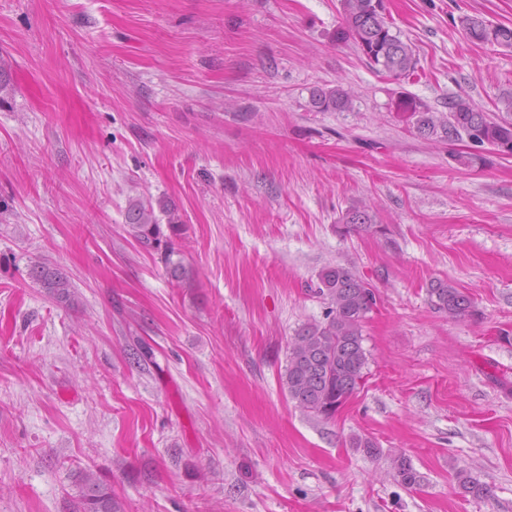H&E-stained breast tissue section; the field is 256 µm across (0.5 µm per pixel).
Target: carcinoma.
I'll return each mask as SVG.
<instances>
[{"instance_id": "cac0c4a2", "label": "carcinoma", "mask_w": 512, "mask_h": 512, "mask_svg": "<svg viewBox=\"0 0 512 512\" xmlns=\"http://www.w3.org/2000/svg\"><path fill=\"white\" fill-rule=\"evenodd\" d=\"M340 25L336 39L350 42L377 71L399 84L412 77L418 59L414 44L401 36L386 14L384 0H340ZM462 28L474 43L512 49V25L497 24L494 36L486 33L490 22L481 16L461 19ZM355 94L340 84H324L310 92L309 105L317 112H352ZM504 115L490 113L468 95H458L448 102V111L435 112L423 100L398 93L394 101L397 112L421 138L453 145L469 139L483 150L468 149L452 152L450 157L469 167L486 162L484 150L512 156V98L499 100ZM348 230L380 232L374 207L363 201L350 206L342 216ZM129 234L146 248L165 245L161 259L171 279L180 282L187 276L181 261L164 237L159 219L149 200L133 202L126 213ZM35 281L60 302L71 301L70 283L58 269L45 263L33 268ZM316 294L329 301L321 322L299 328L289 346L284 384L297 407L316 417H334L336 406L347 401L361 385L368 365V353L363 346V328L377 303L372 287L352 268L328 265L318 274ZM428 296L432 305L448 318L456 320L471 316L474 305L471 296L453 283L437 280L430 284ZM394 477L406 488L420 483V476L405 455L391 457ZM465 492L476 498L490 495L489 488L468 473L459 475ZM78 497L76 512H116L112 504V488L92 470L76 475Z\"/></svg>"}]
</instances>
